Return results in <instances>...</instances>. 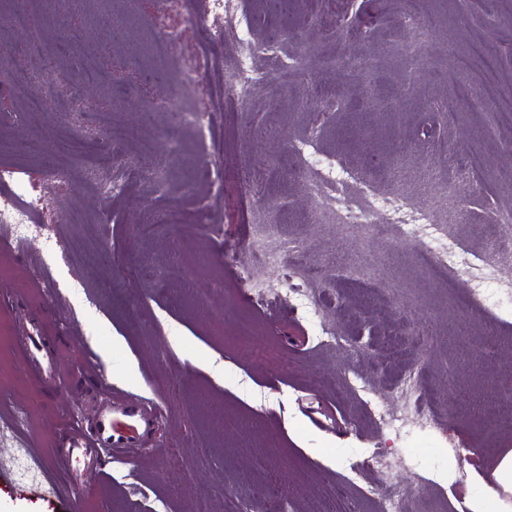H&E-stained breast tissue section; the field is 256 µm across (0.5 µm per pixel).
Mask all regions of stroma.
<instances>
[{
    "label": "stroma",
    "mask_w": 512,
    "mask_h": 512,
    "mask_svg": "<svg viewBox=\"0 0 512 512\" xmlns=\"http://www.w3.org/2000/svg\"><path fill=\"white\" fill-rule=\"evenodd\" d=\"M256 39L282 32L275 52L251 54L233 33L209 45L211 67L196 83V106L219 116L214 161L224 171L215 191L195 174L194 129L164 110L176 96L196 51L195 21L207 0H176L159 13L158 0H134L144 28L181 33L163 85L141 73L138 42H117L107 18L88 24L80 0H53L51 20H39L53 53L20 59L41 74L44 89L68 81L85 93L83 59L96 53L99 96L87 111L51 95L41 112H25L29 85L0 83V139L30 133L53 142L75 134L100 146L122 126L138 131L120 160L170 154L168 189L120 168L88 175L68 160L69 180H57L54 155L32 157L0 149L26 190L43 195L38 221L55 244L0 250V512H63L45 479H21L17 449L35 456L63 449L61 418L92 423L111 393L156 409L149 442L117 459L92 448L73 465L75 483L90 468L101 475L79 512H195V495H209L210 512H224V494L260 501L264 512H379L371 486L378 479L399 492V512H473L471 490L490 479L512 451V356L485 362L475 347L486 324L512 337V251L494 263L478 258L505 238L502 225L478 205L493 197L512 206V133H493L497 103L484 98L446 121L436 108L462 75L472 42L496 49L500 92L512 96V0H293L288 11H267L265 0H244ZM439 23L418 35L403 22L411 10ZM252 55L262 80L236 100L224 97V74ZM300 70L287 74L289 58ZM336 89L338 107L321 116L320 89ZM314 139L321 157L372 186L430 213L449 242L477 261L448 275L425 242L405 239L399 225L375 213L367 224H340L310 195L291 142ZM451 141L455 154L438 155ZM486 157L473 180L457 177L473 149ZM403 155L404 168L390 164ZM259 172L266 204L241 180ZM119 180L120 192L102 188ZM178 211L181 223L164 218ZM155 223L141 235L142 224ZM263 236L269 248L296 238L278 267L241 251L224 263V242ZM280 300L251 306L233 286L238 266ZM304 288L321 300L307 315L287 300ZM46 321L44 347L67 381L50 387L31 378L18 347L34 313ZM337 341L320 340L321 326ZM412 387L400 389L405 374ZM28 405L26 422L14 416ZM408 415L433 412L437 433L395 436L373 418V406ZM380 454L385 472L365 468ZM180 477H172L173 461Z\"/></svg>",
    "instance_id": "stroma-1"
}]
</instances>
